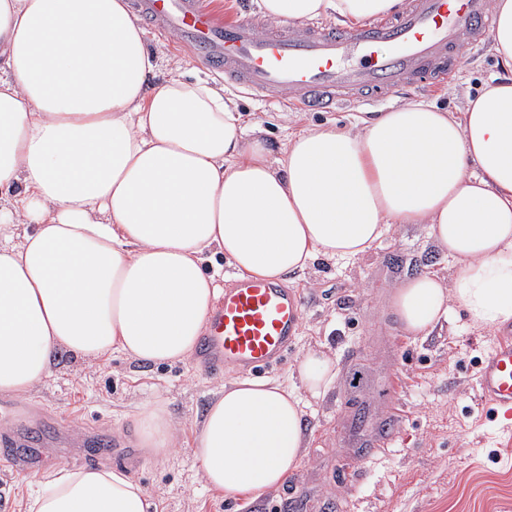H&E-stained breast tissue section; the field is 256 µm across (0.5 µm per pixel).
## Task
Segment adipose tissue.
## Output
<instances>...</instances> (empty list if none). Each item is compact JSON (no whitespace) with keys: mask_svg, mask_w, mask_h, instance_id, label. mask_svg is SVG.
<instances>
[{"mask_svg":"<svg viewBox=\"0 0 512 512\" xmlns=\"http://www.w3.org/2000/svg\"><path fill=\"white\" fill-rule=\"evenodd\" d=\"M284 24L360 26L402 0H257ZM492 77L462 111L410 103L348 126L289 134L282 156L249 138L220 87L158 60L128 0H0V394L22 397L57 351L95 361L189 359L219 295L215 257L272 282L320 256L365 253L393 224H424L453 260L394 290L402 331L459 307L489 331L512 322V0H496ZM23 236H16L18 225ZM292 383L220 385L197 430L202 479L225 496L282 487L307 446L305 398L336 378L307 351ZM139 447H176L145 402ZM29 512H152L108 465L42 474Z\"/></svg>","mask_w":512,"mask_h":512,"instance_id":"obj_1","label":"adipose tissue"}]
</instances>
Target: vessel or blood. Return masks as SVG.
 I'll list each match as a JSON object with an SVG mask.
<instances>
[{
    "instance_id": "obj_1",
    "label": "vessel or blood",
    "mask_w": 512,
    "mask_h": 512,
    "mask_svg": "<svg viewBox=\"0 0 512 512\" xmlns=\"http://www.w3.org/2000/svg\"><path fill=\"white\" fill-rule=\"evenodd\" d=\"M138 16L225 81L256 95H287L306 112H327L345 101L376 106L395 90L454 75L463 50L478 49L494 24L487 0H407L386 19L351 29L316 24L261 27L249 18L226 17L212 0H135ZM303 296L261 279H238L225 288L199 345L206 369L236 367L264 372L284 361L294 341ZM478 392L492 412L512 415V328L503 329L484 357ZM47 415L18 416L0 432V465L23 473L33 429Z\"/></svg>"
}]
</instances>
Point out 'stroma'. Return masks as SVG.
Wrapping results in <instances>:
<instances>
[{"mask_svg": "<svg viewBox=\"0 0 512 512\" xmlns=\"http://www.w3.org/2000/svg\"><path fill=\"white\" fill-rule=\"evenodd\" d=\"M146 41L160 65L180 60L190 78L217 83L175 34L150 32ZM500 72L490 46L468 49L443 88L405 89L383 109L427 101L457 112ZM224 89L273 160L286 135L301 127L343 126L363 116L356 103L300 112L229 83ZM428 271L444 280L453 273L427 225L395 224L367 252L318 259L288 281L305 298L299 335L286 361L264 376L286 379L307 350L318 349L333 359L336 379L305 409L309 442L297 469L283 487L256 500L229 499L209 488L194 455L195 424L219 382L236 378L234 370L215 374L194 357L147 365L120 352L92 365L61 351L22 402L115 440L134 439L137 405L167 408L178 428L177 447L158 458L139 450V466L127 469L152 495L156 512H512V420L493 415L477 392L479 364L495 333L473 327L457 309L431 334L411 337L390 312L396 286ZM392 406L398 410L394 441L362 447ZM38 489L36 481L0 466V512H28Z\"/></svg>", "mask_w": 512, "mask_h": 512, "instance_id": "35a3bbf8", "label": "stroma"}]
</instances>
